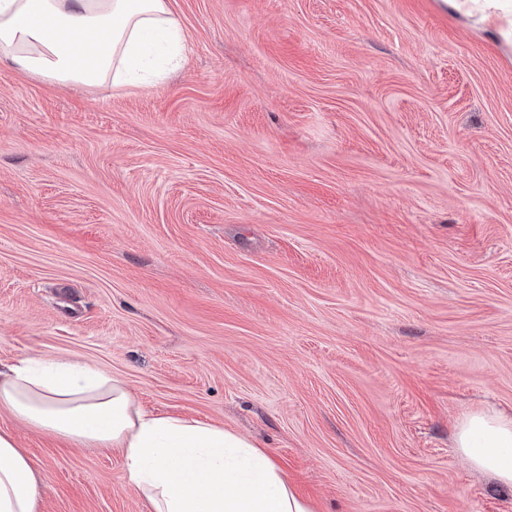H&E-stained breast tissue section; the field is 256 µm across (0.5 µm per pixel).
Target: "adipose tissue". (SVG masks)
Instances as JSON below:
<instances>
[{"label": "adipose tissue", "instance_id": "adipose-tissue-1", "mask_svg": "<svg viewBox=\"0 0 512 512\" xmlns=\"http://www.w3.org/2000/svg\"><path fill=\"white\" fill-rule=\"evenodd\" d=\"M512 41V0H442ZM168 0H0V61L77 87L162 80L158 56L185 53ZM0 409L63 440L123 451L152 512H314L272 459L224 427L137 406L123 380L87 361L24 356L0 367ZM455 444L475 470L512 486V416L463 418ZM39 478L0 432V512H38Z\"/></svg>", "mask_w": 512, "mask_h": 512}]
</instances>
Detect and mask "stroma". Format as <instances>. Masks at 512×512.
Listing matches in <instances>:
<instances>
[{"mask_svg": "<svg viewBox=\"0 0 512 512\" xmlns=\"http://www.w3.org/2000/svg\"><path fill=\"white\" fill-rule=\"evenodd\" d=\"M167 81L0 62V364L95 363L316 512H512V45L441 0H169ZM39 512H147L117 448L0 411ZM455 444L472 468L512 486V416L495 409L472 413L458 423Z\"/></svg>", "mask_w": 512, "mask_h": 512, "instance_id": "1", "label": "stroma"}]
</instances>
